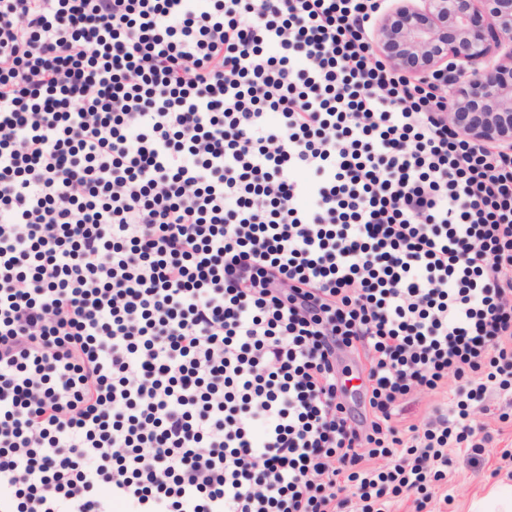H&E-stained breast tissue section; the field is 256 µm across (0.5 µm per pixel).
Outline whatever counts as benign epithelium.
<instances>
[{
    "instance_id": "benign-epithelium-1",
    "label": "benign epithelium",
    "mask_w": 512,
    "mask_h": 512,
    "mask_svg": "<svg viewBox=\"0 0 512 512\" xmlns=\"http://www.w3.org/2000/svg\"><path fill=\"white\" fill-rule=\"evenodd\" d=\"M371 42L398 69L445 78L448 127L512 151V0H396Z\"/></svg>"
}]
</instances>
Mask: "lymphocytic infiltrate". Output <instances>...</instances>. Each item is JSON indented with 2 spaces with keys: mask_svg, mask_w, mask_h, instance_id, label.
<instances>
[{
  "mask_svg": "<svg viewBox=\"0 0 512 512\" xmlns=\"http://www.w3.org/2000/svg\"><path fill=\"white\" fill-rule=\"evenodd\" d=\"M383 6L0 0V512H425L484 451L512 152L376 55ZM454 384H448V389L440 394L421 393L416 395L408 403L404 404L397 416L398 425L401 429L411 424L422 426L423 421L429 412L437 405L449 403L453 398Z\"/></svg>",
  "mask_w": 512,
  "mask_h": 512,
  "instance_id": "lymphocytic-infiltrate-1",
  "label": "lymphocytic infiltrate"
}]
</instances>
